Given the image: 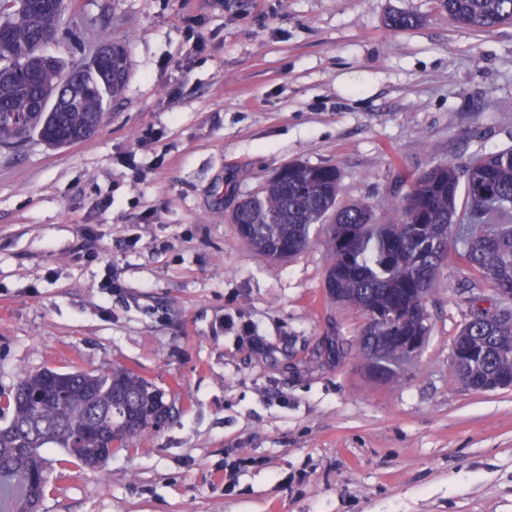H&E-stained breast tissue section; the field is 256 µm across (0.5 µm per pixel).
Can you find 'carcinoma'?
Here are the masks:
<instances>
[{
	"mask_svg": "<svg viewBox=\"0 0 512 512\" xmlns=\"http://www.w3.org/2000/svg\"><path fill=\"white\" fill-rule=\"evenodd\" d=\"M441 6L449 21L473 30L512 24V0H441ZM65 10L66 0H0V146L33 134L60 147L87 140L107 101L124 87L128 57L118 46L112 78L105 80L38 59ZM65 74L80 106L63 96L54 110H38ZM339 194L337 168L290 162L260 194L238 204L231 223L255 251L282 260L307 249L312 225L330 222L328 297L362 312L355 343L368 374L383 382L402 377L397 337L430 333L426 300L441 266L453 259L464 263L474 278L490 284L500 303L454 339V376L479 391L498 375L512 374V147L476 156L463 167L434 165L411 183L388 221L370 203L337 205ZM164 414L172 419L163 392L128 367L101 373L46 368L26 375L0 407V482L17 480L24 490L14 512L39 509L46 449L59 448L93 469L112 447H127Z\"/></svg>",
	"mask_w": 512,
	"mask_h": 512,
	"instance_id": "obj_1",
	"label": "carcinoma"
}]
</instances>
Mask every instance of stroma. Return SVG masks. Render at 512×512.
Wrapping results in <instances>:
<instances>
[{
  "label": "stroma",
  "mask_w": 512,
  "mask_h": 512,
  "mask_svg": "<svg viewBox=\"0 0 512 512\" xmlns=\"http://www.w3.org/2000/svg\"><path fill=\"white\" fill-rule=\"evenodd\" d=\"M105 38L130 74L95 136L0 147V396L120 364L174 419L96 470L46 450L39 512H512V387L468 389L451 361L461 297L490 286L442 267L422 354L383 385L361 312L327 297L326 225L271 261L228 221L292 161L386 214L432 165L512 146V25L458 27L440 0H76L45 51Z\"/></svg>",
  "instance_id": "stroma-1"
}]
</instances>
